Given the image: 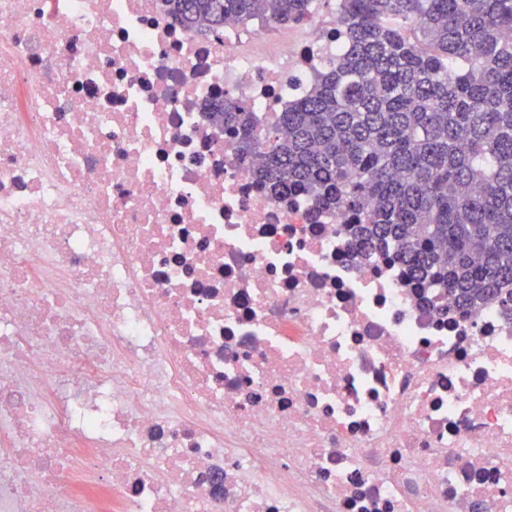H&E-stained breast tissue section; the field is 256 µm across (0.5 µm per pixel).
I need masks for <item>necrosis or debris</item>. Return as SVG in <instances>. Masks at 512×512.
I'll use <instances>...</instances> for the list:
<instances>
[{"label": "necrosis or debris", "mask_w": 512, "mask_h": 512, "mask_svg": "<svg viewBox=\"0 0 512 512\" xmlns=\"http://www.w3.org/2000/svg\"><path fill=\"white\" fill-rule=\"evenodd\" d=\"M0 0V512H512V308L458 311L205 118L336 23Z\"/></svg>", "instance_id": "1"}]
</instances>
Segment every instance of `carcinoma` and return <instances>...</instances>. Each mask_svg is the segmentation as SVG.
I'll use <instances>...</instances> for the list:
<instances>
[{
  "label": "carcinoma",
  "mask_w": 512,
  "mask_h": 512,
  "mask_svg": "<svg viewBox=\"0 0 512 512\" xmlns=\"http://www.w3.org/2000/svg\"><path fill=\"white\" fill-rule=\"evenodd\" d=\"M175 20L275 27L316 0H165ZM336 56L273 120L226 99L257 181L346 209L361 253L393 250L466 309L512 304V0H336Z\"/></svg>",
  "instance_id": "carcinoma-1"
}]
</instances>
